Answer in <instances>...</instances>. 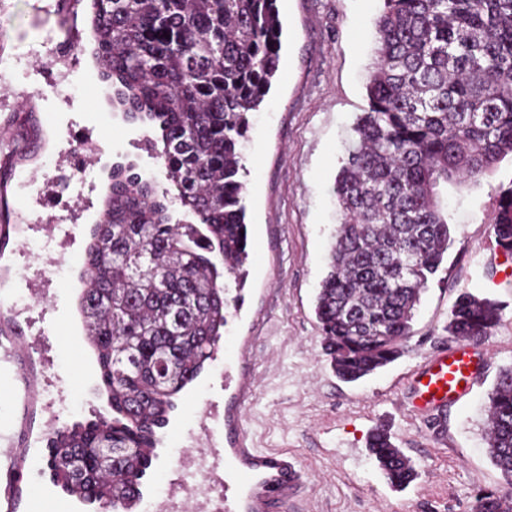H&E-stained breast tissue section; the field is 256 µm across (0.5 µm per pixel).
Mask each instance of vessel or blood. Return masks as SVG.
I'll return each instance as SVG.
<instances>
[{"label":"vessel or blood","mask_w":512,"mask_h":512,"mask_svg":"<svg viewBox=\"0 0 512 512\" xmlns=\"http://www.w3.org/2000/svg\"><path fill=\"white\" fill-rule=\"evenodd\" d=\"M484 362L470 343L458 341L445 354L427 359L411 376L414 411L425 413L465 397Z\"/></svg>","instance_id":"1"}]
</instances>
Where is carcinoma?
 I'll list each match as a JSON object with an SVG mask.
<instances>
[{"label": "carcinoma", "instance_id": "carcinoma-1", "mask_svg": "<svg viewBox=\"0 0 512 512\" xmlns=\"http://www.w3.org/2000/svg\"><path fill=\"white\" fill-rule=\"evenodd\" d=\"M95 56L112 107L161 131L165 179L203 224H172L167 193L112 166L99 222L90 230L80 311L96 352L106 406L95 419L54 429L46 469L55 486L98 512H130L152 464L156 429L174 398L215 359L230 301L224 274L248 254L245 166L238 148L247 113L279 70L276 0H88ZM367 108L336 175L339 215L329 271L315 298L323 349L336 376L356 382L404 353L421 295L452 243L440 187L476 184L512 158V0H382ZM169 37H164V34ZM7 172L36 159L34 113ZM491 232L512 257V186L500 191ZM501 306L471 292L448 315V336L493 335ZM21 328L0 310V337ZM488 455L502 485L473 512H512V367L488 396ZM394 487L415 469L385 430L368 441ZM26 448L3 494L22 496Z\"/></svg>", "mask_w": 512, "mask_h": 512}]
</instances>
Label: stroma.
<instances>
[{
    "label": "stroma",
    "mask_w": 512,
    "mask_h": 512,
    "mask_svg": "<svg viewBox=\"0 0 512 512\" xmlns=\"http://www.w3.org/2000/svg\"><path fill=\"white\" fill-rule=\"evenodd\" d=\"M381 7V0H280L279 78L240 140L249 257L244 287L230 286L229 294L245 303L229 317L215 360L178 394L168 425L158 430L143 499L172 487L202 417L224 458L273 455L294 472L266 512H472L478 495L500 486L487 454L485 405L499 371L512 366V260L497 250L488 220L499 187L512 184V160L451 195L453 244L421 296L402 357L345 383L321 350L314 304L336 229L334 181L366 106ZM61 31L89 38L86 10L74 0H0L4 51L26 52ZM73 82L65 104L52 92L23 87L0 97V149L11 147L9 120L20 107L33 108L43 128L39 161L26 168L38 179L32 195H20L11 183L0 201V223L10 229L0 253V307L12 308L19 296L34 298L28 309H12L23 348L0 346V467L13 459L20 428L28 430L17 512H91L51 482L44 436L54 424L92 419L104 407L77 273L60 284L25 270L24 241L49 232L37 221L36 200L48 189L43 177L74 141L96 147L100 175L57 236L58 251L78 266L113 164L162 176L159 130L113 110L112 90L90 51L79 55ZM465 291L503 305L493 336L477 345L485 356L478 382L448 410L414 414L409 378L450 346L448 313ZM50 397L64 403L55 420ZM380 426L390 429L417 472L404 489L391 487L368 452V437Z\"/></svg>",
    "instance_id": "1"
}]
</instances>
